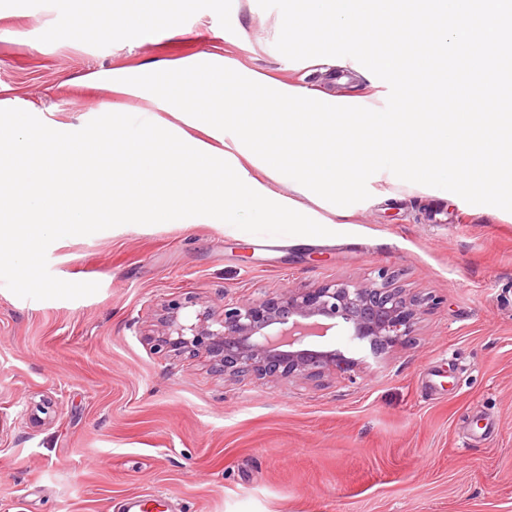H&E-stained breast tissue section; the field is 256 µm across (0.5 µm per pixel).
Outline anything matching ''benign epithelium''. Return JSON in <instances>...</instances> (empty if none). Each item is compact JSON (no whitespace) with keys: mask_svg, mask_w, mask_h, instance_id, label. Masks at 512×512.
<instances>
[{"mask_svg":"<svg viewBox=\"0 0 512 512\" xmlns=\"http://www.w3.org/2000/svg\"><path fill=\"white\" fill-rule=\"evenodd\" d=\"M380 281L336 280L316 288H288L264 298L207 306L192 321L181 318L183 305L165 306L160 349L203 353L224 376L316 380L330 374L366 370V358L334 348L316 350L306 339L338 327L374 360L411 341L422 301L394 285L385 270Z\"/></svg>","mask_w":512,"mask_h":512,"instance_id":"benign-epithelium-1","label":"benign epithelium"}]
</instances>
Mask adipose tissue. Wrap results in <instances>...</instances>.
<instances>
[{
    "label": "adipose tissue",
    "instance_id": "1",
    "mask_svg": "<svg viewBox=\"0 0 512 512\" xmlns=\"http://www.w3.org/2000/svg\"><path fill=\"white\" fill-rule=\"evenodd\" d=\"M186 0H72L67 29L43 28L44 40L62 34L93 43L122 32L140 40L161 32L182 31ZM111 112L109 145H102L93 114L79 122H46L39 108L20 99H0V212L9 211L15 222L52 237L60 227L70 233L86 229L96 219L86 204L95 194L96 181L79 190L65 189L69 174L87 161L105 157L112 174L111 218L116 224L144 219H189L207 223L218 219L227 229L245 224H314L316 212L304 207L297 191H278L274 181L233 147H218L212 136L196 137L185 122L159 123L144 111L134 119ZM69 145L66 153L17 159L29 155L33 140ZM63 215L62 225L45 223L48 211Z\"/></svg>",
    "mask_w": 512,
    "mask_h": 512
}]
</instances>
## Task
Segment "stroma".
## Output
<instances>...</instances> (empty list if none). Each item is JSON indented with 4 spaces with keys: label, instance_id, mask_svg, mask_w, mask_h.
Instances as JSON below:
<instances>
[{
    "label": "stroma",
    "instance_id": "35a3bbf8",
    "mask_svg": "<svg viewBox=\"0 0 512 512\" xmlns=\"http://www.w3.org/2000/svg\"><path fill=\"white\" fill-rule=\"evenodd\" d=\"M67 0H0V83L74 122L89 69L226 53L332 95L389 86L363 66L295 71L278 10L194 0L184 32L41 43ZM205 14L198 26L196 14ZM0 265V512H512V221L450 194L369 198L343 224H110ZM426 298L411 343L373 370L225 380L145 337L162 304L223 305L379 270Z\"/></svg>",
    "mask_w": 512,
    "mask_h": 512
}]
</instances>
